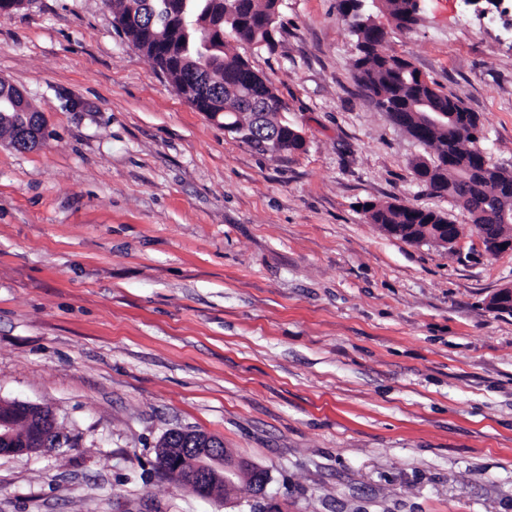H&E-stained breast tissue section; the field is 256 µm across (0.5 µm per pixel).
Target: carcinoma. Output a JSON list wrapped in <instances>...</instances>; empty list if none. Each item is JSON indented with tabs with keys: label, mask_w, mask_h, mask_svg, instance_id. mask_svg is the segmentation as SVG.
<instances>
[{
	"label": "carcinoma",
	"mask_w": 512,
	"mask_h": 512,
	"mask_svg": "<svg viewBox=\"0 0 512 512\" xmlns=\"http://www.w3.org/2000/svg\"><path fill=\"white\" fill-rule=\"evenodd\" d=\"M129 43L166 75L171 85L199 112H222L220 120L238 128L236 137L255 149L268 151L265 138L251 130L249 106L242 94L269 101L265 130L281 126L284 150L299 151L304 139L288 123L276 118L286 110L270 85L257 90L253 69L232 54L220 34L229 33L258 48L274 44L280 0H107ZM398 26L417 24L410 17L409 0H379ZM355 39L354 60L360 87L376 99L394 124L434 154L414 165L416 175L431 190L448 196L466 211L476 228L487 226L500 235L512 233V192L506 205L511 216L504 223L487 216L486 196L512 186V171L493 164L470 149V131L481 128L479 119L462 101L422 78L412 63L398 55L377 51L383 35L374 25L349 28ZM0 137L18 150L35 146L31 132L38 127V110L10 85L0 83ZM433 112L454 115L436 126L426 121ZM371 223L401 229V239L419 242L435 235L452 220L444 213L402 203L365 206Z\"/></svg>",
	"instance_id": "carcinoma-1"
}]
</instances>
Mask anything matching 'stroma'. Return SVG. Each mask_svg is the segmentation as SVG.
Listing matches in <instances>:
<instances>
[{
	"label": "stroma",
	"mask_w": 512,
	"mask_h": 512,
	"mask_svg": "<svg viewBox=\"0 0 512 512\" xmlns=\"http://www.w3.org/2000/svg\"><path fill=\"white\" fill-rule=\"evenodd\" d=\"M383 52L479 115L512 170V0L382 9ZM104 0L0 16V78L48 138L0 144V406L66 442L0 456V512H512V253L489 256L412 162L429 150L354 78L339 0H281L274 50L229 40L303 150L257 151L195 110ZM448 214L452 247L371 223ZM194 429L264 471L205 498L155 446ZM385 10L397 21L399 28L417 24L418 19L410 17V3L413 15L419 16L423 0H379ZM365 212L369 213L371 223L379 224L382 229L387 225L399 227L402 231L401 239L406 242H437L448 245V242L453 244L458 240L456 229L459 225L444 213L396 202L367 204ZM441 224H448L447 228L444 226L442 229V236L438 233L435 238H426L434 236L441 229Z\"/></svg>",
	"instance_id": "stroma-1"
}]
</instances>
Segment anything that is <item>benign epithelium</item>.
Masks as SVG:
<instances>
[{
  "label": "benign epithelium",
  "instance_id": "1",
  "mask_svg": "<svg viewBox=\"0 0 512 512\" xmlns=\"http://www.w3.org/2000/svg\"><path fill=\"white\" fill-rule=\"evenodd\" d=\"M491 256L512 251V238L480 236ZM62 442L54 415L48 409L25 403L0 406V455H25L45 446L48 439ZM157 465L171 482L186 486L204 497L227 491L237 478H245L262 492L266 478L247 461L232 460L222 450V442L198 430L175 429L156 445Z\"/></svg>",
  "mask_w": 512,
  "mask_h": 512
}]
</instances>
